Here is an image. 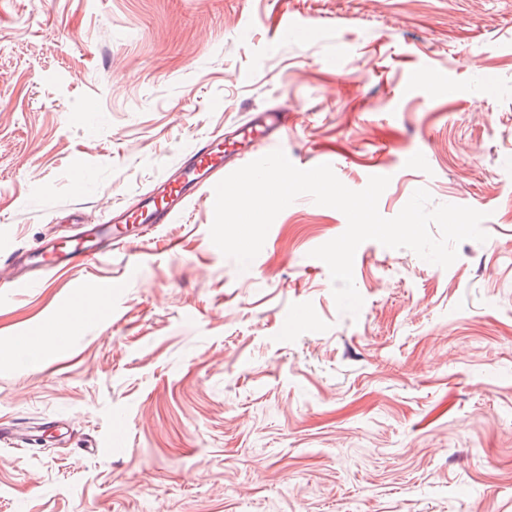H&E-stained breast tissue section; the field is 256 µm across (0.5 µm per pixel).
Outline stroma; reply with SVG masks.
Returning <instances> with one entry per match:
<instances>
[{"instance_id": "1", "label": "stroma", "mask_w": 512, "mask_h": 512, "mask_svg": "<svg viewBox=\"0 0 512 512\" xmlns=\"http://www.w3.org/2000/svg\"><path fill=\"white\" fill-rule=\"evenodd\" d=\"M274 105L296 167L383 169L382 216L424 188L487 241L447 268L362 243L354 318L310 255L340 211L299 197L243 270L202 196L0 288V347L43 341L31 367L0 350V424L48 431L0 442V512H512V0H0V255Z\"/></svg>"}]
</instances>
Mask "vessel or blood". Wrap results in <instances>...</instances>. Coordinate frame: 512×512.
<instances>
[{
  "label": "vessel or blood",
  "mask_w": 512,
  "mask_h": 512,
  "mask_svg": "<svg viewBox=\"0 0 512 512\" xmlns=\"http://www.w3.org/2000/svg\"><path fill=\"white\" fill-rule=\"evenodd\" d=\"M288 131V112L271 108L252 113L233 126L199 139L157 191L131 208H117L111 218L40 252V271H58L104 257L111 249L128 247L172 223L202 195L213 196L221 181L225 158L253 161L261 148L276 146Z\"/></svg>",
  "instance_id": "vessel-or-blood-1"
}]
</instances>
